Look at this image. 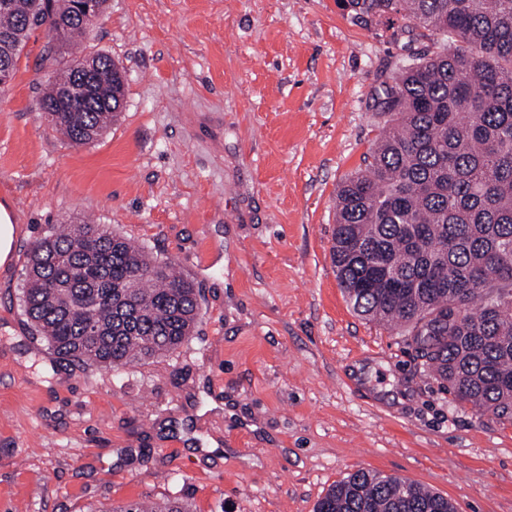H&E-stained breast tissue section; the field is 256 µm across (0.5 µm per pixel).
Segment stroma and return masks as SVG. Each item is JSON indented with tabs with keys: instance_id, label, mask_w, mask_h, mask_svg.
<instances>
[{
	"instance_id": "stroma-1",
	"label": "stroma",
	"mask_w": 512,
	"mask_h": 512,
	"mask_svg": "<svg viewBox=\"0 0 512 512\" xmlns=\"http://www.w3.org/2000/svg\"><path fill=\"white\" fill-rule=\"evenodd\" d=\"M414 42L338 0H108L77 49L126 75L73 146L37 101L67 51L28 39L0 96V512L191 497L197 512H314L359 469L512 512V420L459 403L399 329L358 315L330 251L377 106ZM107 224L199 293L191 336L120 368L59 359L21 306L48 227ZM15 225L5 205H0V264L5 263L11 254Z\"/></svg>"
}]
</instances>
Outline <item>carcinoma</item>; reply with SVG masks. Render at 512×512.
Returning a JSON list of instances; mask_svg holds the SVG:
<instances>
[{
    "label": "carcinoma",
    "mask_w": 512,
    "mask_h": 512,
    "mask_svg": "<svg viewBox=\"0 0 512 512\" xmlns=\"http://www.w3.org/2000/svg\"><path fill=\"white\" fill-rule=\"evenodd\" d=\"M354 18L446 38L409 56L386 86L383 135L336 203L331 260L354 308L422 351L455 398L512 418V0H344ZM77 0H0V72L14 76L30 35L87 26ZM81 112H54L71 144L118 116L121 69L99 53ZM71 58L38 105L81 78ZM24 312L59 358L118 368L179 348L198 315L193 284L106 224L50 228L27 255ZM111 512H194L186 499ZM315 512H456L403 478L357 470Z\"/></svg>",
    "instance_id": "1"
}]
</instances>
